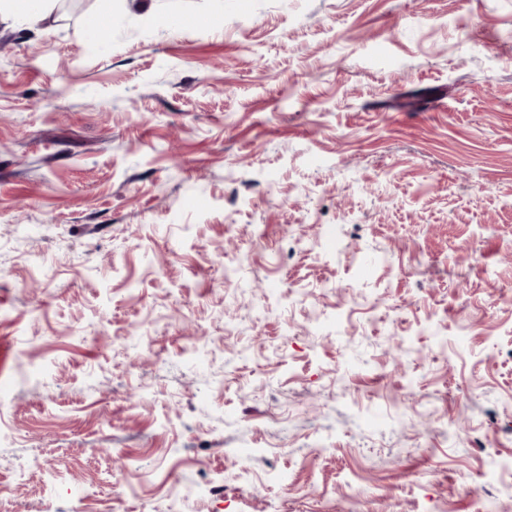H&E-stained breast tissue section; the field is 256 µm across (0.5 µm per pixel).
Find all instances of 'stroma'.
<instances>
[{
    "mask_svg": "<svg viewBox=\"0 0 512 512\" xmlns=\"http://www.w3.org/2000/svg\"><path fill=\"white\" fill-rule=\"evenodd\" d=\"M145 2L0 21V512H512V0Z\"/></svg>",
    "mask_w": 512,
    "mask_h": 512,
    "instance_id": "obj_1",
    "label": "stroma"
}]
</instances>
